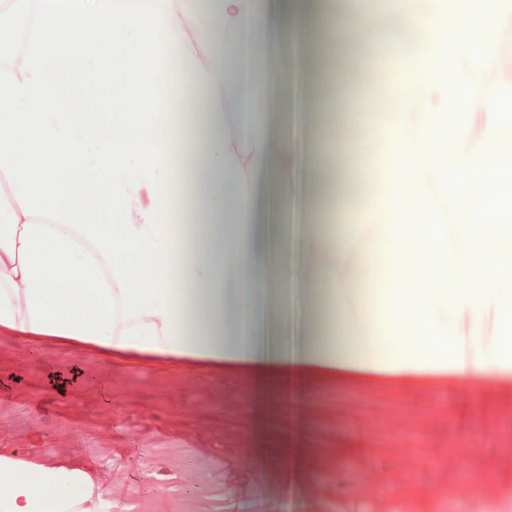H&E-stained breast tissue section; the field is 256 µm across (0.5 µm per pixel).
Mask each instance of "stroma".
I'll use <instances>...</instances> for the list:
<instances>
[{"label":"stroma","instance_id":"stroma-1","mask_svg":"<svg viewBox=\"0 0 512 512\" xmlns=\"http://www.w3.org/2000/svg\"><path fill=\"white\" fill-rule=\"evenodd\" d=\"M366 38L317 50L356 96L318 112L325 134L361 124L399 88L406 66ZM190 371L150 359L107 361L80 348L0 334V452L91 466L112 512H373L363 473H380L387 512H512V386L481 396L443 373H340L284 393L278 377ZM255 466L235 468L237 433ZM239 488L226 494L227 481Z\"/></svg>","mask_w":512,"mask_h":512}]
</instances>
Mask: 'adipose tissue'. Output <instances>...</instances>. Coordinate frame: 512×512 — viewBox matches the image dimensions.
I'll return each instance as SVG.
<instances>
[{
	"mask_svg": "<svg viewBox=\"0 0 512 512\" xmlns=\"http://www.w3.org/2000/svg\"><path fill=\"white\" fill-rule=\"evenodd\" d=\"M512 0H454L450 11L424 0H361L336 16L326 0H162L171 33L169 75L179 101H199L205 115L206 161L198 191L182 190L174 145L193 130L167 125L163 162L171 205L162 213V312L123 320L120 290L108 264L84 236L42 216H26L0 173V333L58 346H78L107 359L154 358L195 369L241 364L274 372L283 384L304 383L321 369L397 371L414 366L447 370L457 383L480 390L492 378L512 383V279L493 286L500 320L497 343L485 350L484 309L466 292L465 218L449 222L441 170L426 162L425 145L446 100L442 50L456 54L476 104L452 163L461 166L482 147L497 150L487 96L503 80L497 54L502 13ZM422 39L398 95L399 112L371 116L376 148L350 132L344 150H358L369 189L348 207V193L320 181L335 164L330 145L302 150L294 128L273 129L255 116V103L284 104L287 76L269 81L258 62L211 66L190 54L205 38L212 54L264 43L285 30L294 46L327 39L361 42L379 10ZM375 31V30H374ZM423 109L410 111L412 96ZM235 111H225L226 102ZM303 176L306 213L338 209L346 222L332 233L311 225H282L277 238L255 223L258 200L287 205L295 174ZM203 213L204 242L190 237L179 216ZM327 287L333 325L327 345L310 342L301 305L310 289ZM467 319L471 352L455 351L453 327ZM0 512H112V500L93 472L75 464L33 465L0 454Z\"/></svg>",
	"mask_w": 512,
	"mask_h": 512,
	"instance_id": "obj_1",
	"label": "adipose tissue"
}]
</instances>
